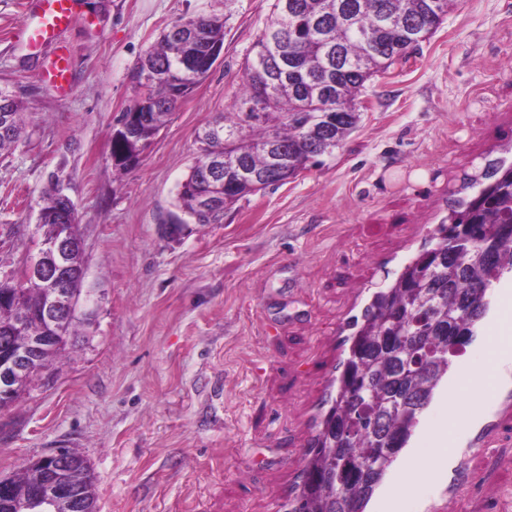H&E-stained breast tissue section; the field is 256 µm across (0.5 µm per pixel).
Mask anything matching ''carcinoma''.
I'll list each match as a JSON object with an SVG mask.
<instances>
[{"label":"carcinoma","mask_w":512,"mask_h":512,"mask_svg":"<svg viewBox=\"0 0 512 512\" xmlns=\"http://www.w3.org/2000/svg\"><path fill=\"white\" fill-rule=\"evenodd\" d=\"M455 0H273L270 23L253 46L242 76L243 91L234 103L236 112L207 127L199 143L207 145L204 162L221 167L235 158L251 169L267 167L266 143L276 135L288 153V171L296 179L321 164L343 145L360 120L359 96L366 83L417 49L400 30L383 27V15L400 17L405 24L422 23L434 33ZM288 16H283V5ZM225 19L218 15L182 17L165 28L156 46L139 59L136 71L148 72L138 80L140 93L123 114L147 112L122 140H111L113 166L123 172L135 167L129 156L141 155L151 144L179 102L211 70L204 58L213 46L224 45ZM347 64L336 73L327 61V47ZM288 59L266 92L263 112H247L257 99L256 60L274 67ZM22 103L0 87V151L17 146L22 137ZM205 182L203 165H193L179 184L177 212L171 218L194 224H219L217 211L232 209L244 197L274 186L257 188L250 182L234 185ZM61 185L53 183L40 204L41 237L51 239L60 223ZM500 224L512 225V168L498 170L482 196L452 213L440 225L433 245L443 248L428 254L427 246L402 269L388 288L381 289L352 338L330 408L317 444L307 452L291 512H347L350 499L365 512L386 473L398 462L412 437L422 411L448 378L452 358L445 340L459 336V345L473 336L487 311V296L504 271L512 270V239L498 235ZM479 229V243L462 256L448 252L450 239H467ZM73 245L60 260L49 257L72 278L84 269L83 240L77 219L66 226ZM475 281L486 284L478 296ZM21 289L32 309L26 335L41 336L47 329L42 305L47 289L35 274L26 282H0V290ZM14 319L11 302L0 301V336L9 335ZM420 337L418 345L411 339Z\"/></svg>","instance_id":"1"}]
</instances>
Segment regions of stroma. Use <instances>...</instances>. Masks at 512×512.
<instances>
[{
  "label": "stroma",
  "mask_w": 512,
  "mask_h": 512,
  "mask_svg": "<svg viewBox=\"0 0 512 512\" xmlns=\"http://www.w3.org/2000/svg\"><path fill=\"white\" fill-rule=\"evenodd\" d=\"M24 2L0 0V86L26 122L0 154V275L34 251L37 203L57 181L91 302L62 357L0 410V477L67 448L91 466L98 512H286L340 318L396 278L391 258L435 229L482 158L512 146V0H456L405 64L368 83L357 129L320 166L173 239L162 226L197 135L231 111L272 0H77L56 42L70 52L64 97L41 78L56 44L34 54L15 36ZM199 13L226 19L220 60L138 165L116 171L112 125L138 92L139 57ZM505 426L466 458L443 512H512ZM381 490L419 512L436 484L398 467Z\"/></svg>",
  "instance_id": "1"
}]
</instances>
